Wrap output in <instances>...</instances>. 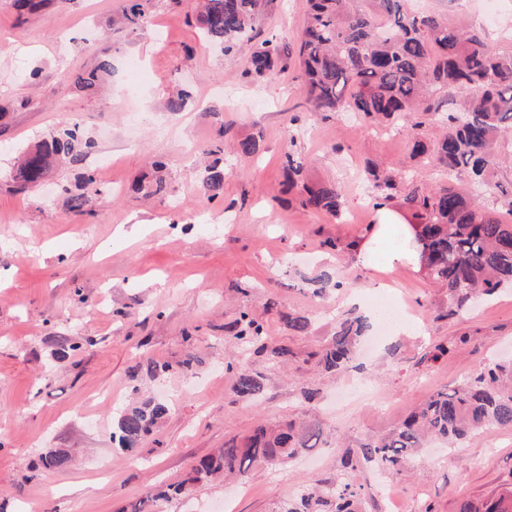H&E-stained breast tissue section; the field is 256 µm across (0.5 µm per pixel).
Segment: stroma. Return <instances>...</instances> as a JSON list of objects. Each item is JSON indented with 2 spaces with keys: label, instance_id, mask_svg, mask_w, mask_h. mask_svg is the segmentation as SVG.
Here are the masks:
<instances>
[{
  "label": "stroma",
  "instance_id": "stroma-1",
  "mask_svg": "<svg viewBox=\"0 0 512 512\" xmlns=\"http://www.w3.org/2000/svg\"><path fill=\"white\" fill-rule=\"evenodd\" d=\"M130 4L51 0L22 15L14 0H0V512H133L148 492L181 481L197 458L231 438L288 420L320 423L322 441L299 458L152 507L207 512L222 503L227 512H269L301 484L335 480L342 456L390 433L429 395L511 355L512 290L451 317L446 290L412 270L355 269L347 253L327 251L326 240L351 243L373 221L368 163L408 168L429 184L462 186L465 174L410 159V116L366 127L348 113L311 114L295 59L275 77L246 76L249 46L227 56L203 43L186 21L193 0H146L147 21L137 27L124 19ZM410 6L482 28L498 46L512 32V0H498L491 23L482 0ZM306 9V0H270L256 32L295 45ZM105 60L107 72L99 68ZM93 71L95 87L80 88L78 77ZM180 88L191 99L167 111ZM65 120L94 142L84 169L95 171L104 194L84 213L50 198L62 184L78 189L82 169L61 165L25 193L10 179L17 154ZM226 124L237 139L261 135L262 148L249 158L225 154L224 197L213 201L201 151L221 142ZM289 145L312 178L343 186L339 215L276 204ZM157 157L167 164L165 193L133 191ZM328 267L350 286L315 296L304 279ZM270 295L310 318L308 335L265 310ZM377 300L412 310L406 332L358 351L356 368L322 372L314 354L337 317L372 314ZM243 309L291 352L284 365L249 355L264 384L254 400L235 394L225 369L238 358L229 326ZM62 338L79 351L57 358ZM438 343L449 352L435 361ZM189 353L197 362L185 370L179 362ZM149 358L166 371L140 369ZM136 388L167 399L170 410L135 453L121 454L112 431ZM307 389L314 400H305ZM54 451L69 452L71 463L39 468L40 456ZM350 478L363 486L368 512H456L462 500L512 487V429L480 430L450 449L433 443L409 468L383 474L365 464Z\"/></svg>",
  "mask_w": 512,
  "mask_h": 512
}]
</instances>
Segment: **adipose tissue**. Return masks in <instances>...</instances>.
Returning a JSON list of instances; mask_svg holds the SVG:
<instances>
[{"mask_svg":"<svg viewBox=\"0 0 512 512\" xmlns=\"http://www.w3.org/2000/svg\"><path fill=\"white\" fill-rule=\"evenodd\" d=\"M400 232L404 244L390 253L384 266L385 272H392L397 266L408 265L420 269V247L416 242V232L405 220L402 212L391 206H383L375 211V222L351 249L354 266H369L374 251L383 244L392 232Z\"/></svg>","mask_w":512,"mask_h":512,"instance_id":"adipose-tissue-1","label":"adipose tissue"}]
</instances>
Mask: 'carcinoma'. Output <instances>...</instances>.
<instances>
[{
    "mask_svg": "<svg viewBox=\"0 0 512 512\" xmlns=\"http://www.w3.org/2000/svg\"><path fill=\"white\" fill-rule=\"evenodd\" d=\"M271 0H198L193 21L201 35L230 55L245 42L253 43L247 75L266 79L284 70L290 54L297 55L304 92L311 111L325 119L353 112L369 127L400 115L415 117L410 157L436 161L448 171L461 170L471 182L487 189L484 205L452 185L427 188L408 174L402 176L374 165L368 169L374 187L373 208L385 202L404 212L423 245L425 276L448 290V315L471 308L477 297L512 289V224L498 208L512 212V178L498 173L497 149L512 135V48L495 50L477 30H466L435 12H412L406 0H307L308 10L295 48L268 36L253 42L249 33L257 16ZM440 117L446 132L424 141L419 130ZM262 136L239 140L234 152L252 156ZM92 147L79 125L65 121L33 149L24 152L13 180L24 190L43 180L52 164L66 160L81 166ZM206 153L214 160L204 172L211 198L224 196V149ZM282 168L288 189H299L300 204L332 214L341 211L343 189L333 182L312 183L307 167L292 149L283 153ZM83 188L61 189L68 210L83 213L101 195L90 172L81 175ZM320 295L343 287L336 274L325 271L310 280ZM280 320L300 335L310 321L289 310ZM372 322L350 315L316 353L324 370L338 371L353 359ZM242 351L267 353L284 363L289 350L267 343L264 325L243 309L232 324ZM235 378V392L258 398L263 383L239 361L227 367ZM167 404L154 398L134 401L124 408L112 432V443L122 453L137 450ZM512 428V360L492 361L461 385L438 391L388 435L360 445V454L341 458L344 476L334 481L301 485L295 496L272 512H365L363 488L347 478L362 462H376L384 472L408 465L425 439L438 438L452 446L484 428ZM322 428L312 422L286 423L276 429L258 428L241 440L224 443L217 452L200 458L188 477L158 489L134 512L159 499L186 494L191 486L220 476L243 475L258 465L284 462L317 445ZM71 458L50 452L40 460L43 469L65 467ZM457 512H512V488L476 506L460 503Z\"/></svg>",
    "mask_w": 512,
    "mask_h": 512,
    "instance_id": "1",
    "label": "carcinoma"
}]
</instances>
